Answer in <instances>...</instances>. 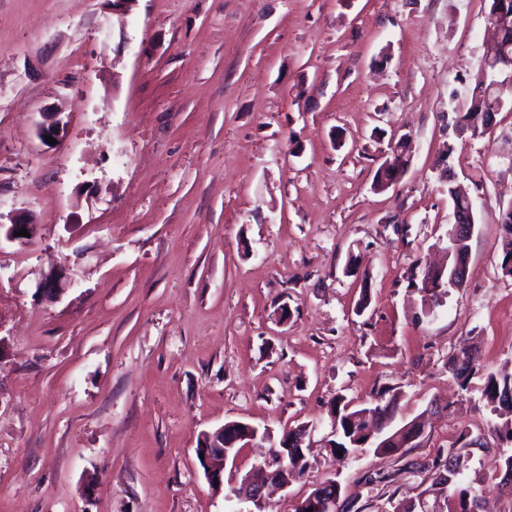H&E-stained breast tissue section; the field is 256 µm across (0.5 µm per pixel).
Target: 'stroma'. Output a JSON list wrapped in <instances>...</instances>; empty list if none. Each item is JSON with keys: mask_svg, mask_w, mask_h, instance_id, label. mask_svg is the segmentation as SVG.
Listing matches in <instances>:
<instances>
[{"mask_svg": "<svg viewBox=\"0 0 512 512\" xmlns=\"http://www.w3.org/2000/svg\"><path fill=\"white\" fill-rule=\"evenodd\" d=\"M490 3L0 0V214L34 223L0 240V512H229L196 448L230 421L270 438L225 487L309 430L304 479L264 512L331 479L350 512H392L464 430L458 483L512 512L482 395L512 371V109L457 129ZM402 138L405 175L374 191ZM452 181L469 274L427 313L412 285L443 260ZM65 266L77 285L38 295ZM463 347L465 391L445 367ZM387 388L422 442L336 454L331 399ZM505 236L502 243V259L500 269L503 276H512V210L506 211L503 217Z\"/></svg>", "mask_w": 512, "mask_h": 512, "instance_id": "35a3bbf8", "label": "stroma"}]
</instances>
